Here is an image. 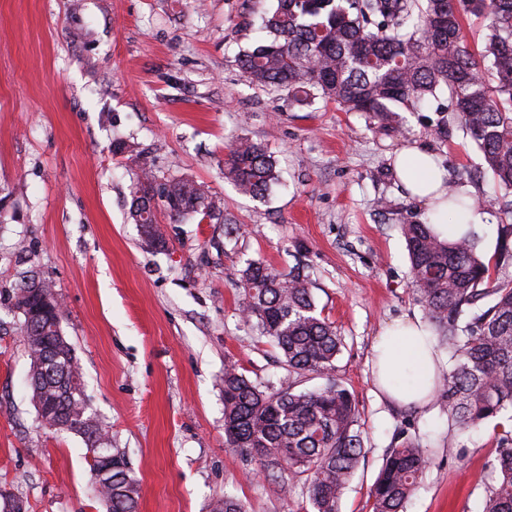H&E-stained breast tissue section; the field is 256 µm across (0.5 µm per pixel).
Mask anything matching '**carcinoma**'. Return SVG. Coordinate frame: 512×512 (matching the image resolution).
<instances>
[{
  "label": "carcinoma",
  "instance_id": "cac0c4a2",
  "mask_svg": "<svg viewBox=\"0 0 512 512\" xmlns=\"http://www.w3.org/2000/svg\"><path fill=\"white\" fill-rule=\"evenodd\" d=\"M470 15L483 23L476 52L462 32ZM266 37L239 58L257 86H274L288 100L319 97L342 112H365L386 131L401 133V113L418 112L432 98L449 94L454 119L481 155L491 176L499 211L512 218V0H277L263 20ZM224 180L257 198L279 181L276 164L259 143L233 141L224 157ZM173 220H212L221 201L186 177L157 181L145 172L129 216L151 248L166 244L157 202ZM414 300L422 307L438 346L448 353L440 389L448 426L471 430L492 419L512 421V224L498 225L495 263L483 260L480 238L467 231L445 240L430 224L400 225ZM243 313L258 336L280 351L288 374L326 380L315 391L272 389L251 381L236 362L224 367V441L274 481L288 496L300 485L312 512H339L340 501L366 456L358 428V404L337 377L343 339L335 323L317 313L310 282L295 267L281 272L260 261L241 271ZM39 288L62 316L53 285L26 270L19 274L8 310L22 318L30 352L32 399L48 428L65 418L63 430L81 435L89 448L105 440L89 421L86 385L61 322L48 315L32 322L20 311V293ZM500 428L483 512H512V428ZM429 465L422 440L401 430L386 449L370 490L371 512H406ZM99 500L112 498V512H137L139 480L128 468L94 481ZM213 512H247L226 493Z\"/></svg>",
  "mask_w": 512,
  "mask_h": 512
}]
</instances>
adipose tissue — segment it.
<instances>
[{"instance_id":"ef3b65f1","label":"adipose tissue","mask_w":512,"mask_h":512,"mask_svg":"<svg viewBox=\"0 0 512 512\" xmlns=\"http://www.w3.org/2000/svg\"><path fill=\"white\" fill-rule=\"evenodd\" d=\"M396 170L410 194L429 204V219L440 233H447L448 187L438 157L426 147L404 149ZM374 376L388 398L403 406H427L437 388L439 369L421 319L395 320L374 348Z\"/></svg>"}]
</instances>
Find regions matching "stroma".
Listing matches in <instances>:
<instances>
[{
  "instance_id": "1",
  "label": "stroma",
  "mask_w": 512,
  "mask_h": 512,
  "mask_svg": "<svg viewBox=\"0 0 512 512\" xmlns=\"http://www.w3.org/2000/svg\"><path fill=\"white\" fill-rule=\"evenodd\" d=\"M274 0H0V300L36 269L63 304L91 413L141 484L138 512H211L225 490L248 512H311L302 491L277 494L224 443V364L253 381L289 379L278 350L242 315L239 273L263 261L302 267L344 347L338 375L353 393L368 450L340 512H371L370 489L397 430L419 433L430 463L406 512H482L491 429L450 428L440 400L400 408L374 384L372 347L391 321L419 317L400 227L428 221L392 167L427 146L447 183L486 219L482 254H497L501 218L481 157L439 108L406 113L386 134L363 112L248 83L237 58L261 41ZM262 143L281 182L264 198L224 180L232 138ZM144 153L158 179L188 176L221 197L224 220L174 222L151 249L128 218ZM17 315L0 307V491L27 512H105L91 494L90 451L41 427Z\"/></svg>"
}]
</instances>
